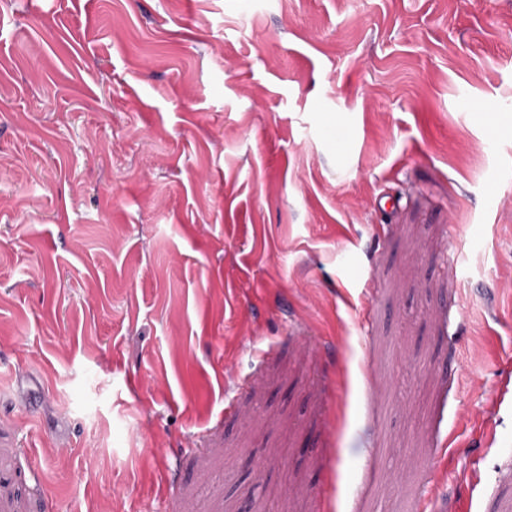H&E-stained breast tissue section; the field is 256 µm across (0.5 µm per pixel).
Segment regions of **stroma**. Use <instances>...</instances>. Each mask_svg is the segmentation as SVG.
Listing matches in <instances>:
<instances>
[{"label":"stroma","instance_id":"stroma-1","mask_svg":"<svg viewBox=\"0 0 512 512\" xmlns=\"http://www.w3.org/2000/svg\"><path fill=\"white\" fill-rule=\"evenodd\" d=\"M512 0H0V512H512Z\"/></svg>","mask_w":512,"mask_h":512}]
</instances>
